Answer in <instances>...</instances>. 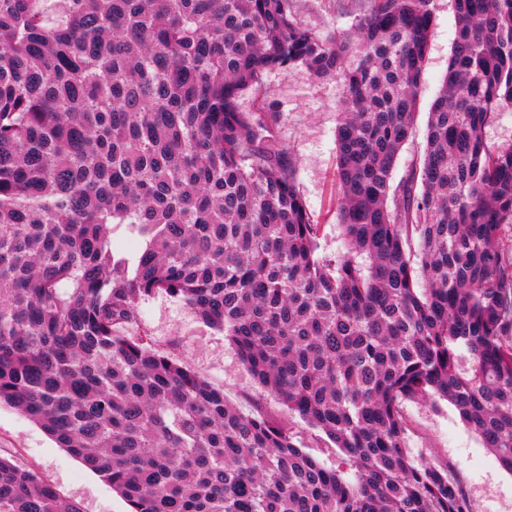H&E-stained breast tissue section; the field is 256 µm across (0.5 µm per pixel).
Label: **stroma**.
<instances>
[{
    "instance_id": "1",
    "label": "stroma",
    "mask_w": 512,
    "mask_h": 512,
    "mask_svg": "<svg viewBox=\"0 0 512 512\" xmlns=\"http://www.w3.org/2000/svg\"><path fill=\"white\" fill-rule=\"evenodd\" d=\"M294 16L324 34L349 29L366 0H290ZM436 24L424 69L422 92L413 134L393 171L401 181L420 159L426 144L428 112L448 69L456 20L451 0H436ZM342 95L339 81L317 80L304 68L264 74L260 93L244 92L240 107L250 112L259 102L273 104L270 127L276 145L285 149L295 168L300 193L320 226L319 252L333 256L345 249L337 224L336 123ZM133 337L148 339L213 385L243 413L262 409L286 424L302 449L325 467L353 478L345 454L292 415L252 377L223 333L203 323L181 303L157 294L139 303ZM407 446L415 458L452 469L468 491L475 512H512V473L505 471L480 437L459 418L449 402L426 397L402 401L400 406ZM0 455L33 469L64 499L81 503L83 512H128L125 500L80 460L57 444L24 414L0 405Z\"/></svg>"
}]
</instances>
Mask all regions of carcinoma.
<instances>
[{"label": "carcinoma", "mask_w": 512, "mask_h": 512, "mask_svg": "<svg viewBox=\"0 0 512 512\" xmlns=\"http://www.w3.org/2000/svg\"><path fill=\"white\" fill-rule=\"evenodd\" d=\"M456 33L424 154L398 185L434 0H369L346 32L289 0H0V404L129 512H474L407 448L403 400L450 402L512 474V0H452ZM336 78L337 221L319 225L259 91ZM128 224L134 265L112 249ZM163 293L224 332L356 480L244 414L125 330ZM0 512H82L0 455ZM485 139L492 150L512 142V110L498 113L486 127ZM112 246L119 252L125 254L131 260L138 256L142 241L125 224L112 225Z\"/></svg>", "instance_id": "carcinoma-1"}]
</instances>
